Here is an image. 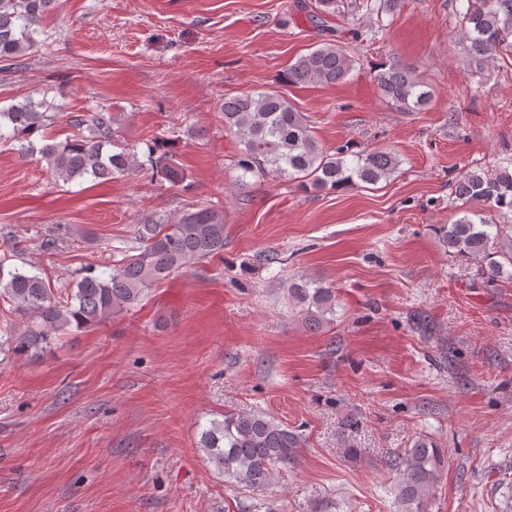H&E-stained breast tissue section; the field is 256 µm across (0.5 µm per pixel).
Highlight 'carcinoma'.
Segmentation results:
<instances>
[{
	"label": "carcinoma",
	"instance_id": "cac0c4a2",
	"mask_svg": "<svg viewBox=\"0 0 512 512\" xmlns=\"http://www.w3.org/2000/svg\"><path fill=\"white\" fill-rule=\"evenodd\" d=\"M54 0H0V65L23 67L28 51L38 45L42 17ZM458 44L475 84L490 80L497 53L512 46V0H462ZM357 59L333 42H325L287 65L286 81L294 85L319 81L337 84L356 69ZM379 95L400 112H422L435 100L433 90L398 60L373 66ZM53 105L27 97L0 109V139L19 142L21 155L45 165L54 180L70 183L89 177L108 183L142 166L138 151L114 138L112 113L100 110L69 117L77 133L63 141L44 135L55 119ZM224 128L244 149L237 161L239 185L246 178H285L314 190L375 185L388 179L398 161L387 151L353 153L339 146L329 153L320 146L304 113L276 90L247 91L220 105ZM152 176L183 182L187 174L175 159L173 143L161 138L147 145ZM454 197L512 214V164L493 172L469 170L453 182ZM478 212L449 220L439 228L448 252L486 265L490 281L512 279V234L498 224L474 219ZM224 253V217L211 208L186 211L179 218L148 219L134 226L121 259L98 271L87 266L72 284L54 286L39 273L11 263L18 254L0 256V300L25 319L16 336H0V352L32 356L72 329L98 326L135 306L144 292L170 275ZM300 304L305 323L317 330L333 322L336 296L332 287L300 276L288 288ZM197 447L224 484L241 490L269 488L276 471L293 464L300 436L260 411L225 413L198 432ZM448 456L429 438L390 463L396 472L393 494L397 512H429V498Z\"/></svg>",
	"mask_w": 512,
	"mask_h": 512
}]
</instances>
